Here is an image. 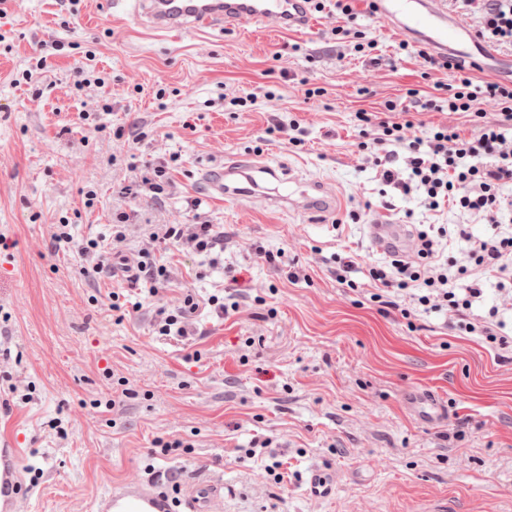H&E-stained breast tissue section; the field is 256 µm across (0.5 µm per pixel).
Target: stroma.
Wrapping results in <instances>:
<instances>
[{
    "label": "stroma",
    "instance_id": "1",
    "mask_svg": "<svg viewBox=\"0 0 512 512\" xmlns=\"http://www.w3.org/2000/svg\"><path fill=\"white\" fill-rule=\"evenodd\" d=\"M129 11L128 0H82L73 17L55 0H11L0 13V446L19 451L22 512H91L112 484L205 469L224 477V512H432L444 499L455 512H512V357L458 335L446 313L407 319L369 299V270L388 257L371 248L365 225L496 231L383 185L357 147V110L381 113L448 72L425 80L418 57L390 66L343 56L331 13L308 33L269 22L165 34ZM48 40L65 48L38 87L17 84ZM88 45L111 80L78 93L72 72ZM307 85L324 95L305 98ZM248 93L255 109L225 110ZM104 97L111 111H100ZM83 112L97 113L98 128ZM275 115L299 120L303 147L271 131ZM239 156L327 182L336 213L316 221L207 193L202 169ZM162 161L164 196L122 194ZM121 212L129 221L115 240L110 222ZM61 222L72 246L54 239ZM164 224L188 233L214 225L224 250L165 252L154 238ZM101 238L119 266L162 256L156 297L142 300L136 279L108 270L84 275L77 246ZM259 245L299 280L260 259ZM340 255L354 262L348 286L336 278ZM190 294H228L237 308L225 318L198 310L189 336H156L158 310ZM416 391L433 393L445 416L417 420L407 403ZM160 438L189 449L155 456ZM258 440L263 449L246 458ZM275 461L283 480L268 471ZM314 467L335 474L329 497L308 494Z\"/></svg>",
    "mask_w": 512,
    "mask_h": 512
}]
</instances>
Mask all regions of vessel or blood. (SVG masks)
Listing matches in <instances>:
<instances>
[{
    "label": "vessel or blood",
    "instance_id": "obj_1",
    "mask_svg": "<svg viewBox=\"0 0 512 512\" xmlns=\"http://www.w3.org/2000/svg\"><path fill=\"white\" fill-rule=\"evenodd\" d=\"M373 4L374 17L447 52L452 66L481 70L493 62L499 72H512V66L499 60L493 46L479 42L471 29L449 20L445 0H373ZM131 14L140 24L160 32L229 29L266 21L300 32L312 22L310 0H134ZM202 181L230 202L261 196L277 208L321 214L334 213L338 204L335 191L319 181L298 183L289 193L280 191L284 175L246 157L205 168ZM367 231L378 253L409 255L416 248V234L407 225L376 223L368 225ZM410 403L421 417L434 419L442 414L434 395L417 393ZM19 478L17 450L0 449V512H20ZM162 483V478L155 476L115 484L95 498L93 512H224V478L219 473L203 471L178 485L173 495L163 490Z\"/></svg>",
    "mask_w": 512,
    "mask_h": 512
}]
</instances>
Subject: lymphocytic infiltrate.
I'll list each match as a JSON object with an SVG mask.
<instances>
[{"label": "lymphocytic infiltrate", "mask_w": 512, "mask_h": 512, "mask_svg": "<svg viewBox=\"0 0 512 512\" xmlns=\"http://www.w3.org/2000/svg\"><path fill=\"white\" fill-rule=\"evenodd\" d=\"M450 8L471 16L477 34L498 49L512 51V0H448ZM314 12L333 9L339 23L331 34L337 43L350 46L365 60L377 64L375 40L358 28L354 0H312ZM493 103L501 118L483 123L474 135L454 126L436 125L426 135L413 134L414 112L473 114L476 101ZM389 117L359 110L360 150L370 153L381 179L402 195L419 193L423 206L439 212L445 206L475 211L488 223L499 224L512 213V200L501 193L512 182V85L498 81L478 82L472 72H453L450 82L435 83L431 93L407 89L403 98L386 101ZM445 225L435 234L420 233L414 256H393L372 267L375 291L372 302L380 309L396 307L399 295H410L425 311H445L453 328L463 335L482 337L492 348H507L511 341L500 336L492 321L471 317L474 301L482 295L484 278L512 280V235L501 233L475 238L470 244L469 265H456L441 255L448 236ZM166 248L190 246L209 255L220 249L223 237L212 225H197L184 234L180 225H166L161 237Z\"/></svg>", "instance_id": "f902f5d3"}]
</instances>
